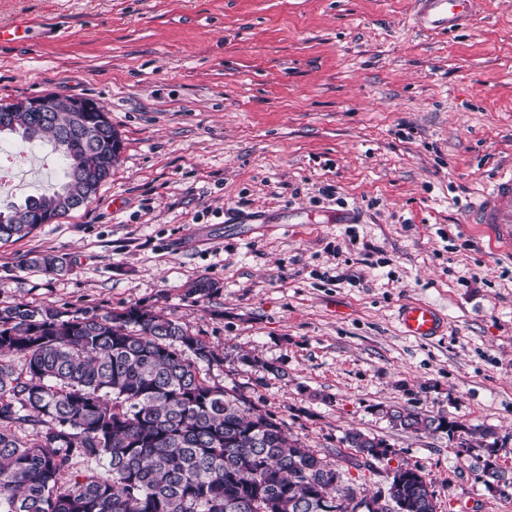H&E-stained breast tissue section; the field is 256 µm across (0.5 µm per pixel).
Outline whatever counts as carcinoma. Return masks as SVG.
<instances>
[{
	"label": "carcinoma",
	"instance_id": "cac0c4a2",
	"mask_svg": "<svg viewBox=\"0 0 512 512\" xmlns=\"http://www.w3.org/2000/svg\"><path fill=\"white\" fill-rule=\"evenodd\" d=\"M57 104L56 112H10L0 127V139L22 146L51 143L64 163L52 193L0 208V244L29 236L39 215L56 220L89 203L119 161L110 121L69 111L65 98ZM30 266L64 270L52 253ZM222 362L152 309L0 306V512H356L346 471L202 375L200 365ZM385 415L394 428L443 430L472 451L491 448L487 427L396 404ZM342 441L357 469L388 459L391 448L357 430ZM371 500V512H437L431 481L408 465L389 471L386 492Z\"/></svg>",
	"mask_w": 512,
	"mask_h": 512
}]
</instances>
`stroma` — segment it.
<instances>
[{"label":"stroma","mask_w":512,"mask_h":512,"mask_svg":"<svg viewBox=\"0 0 512 512\" xmlns=\"http://www.w3.org/2000/svg\"><path fill=\"white\" fill-rule=\"evenodd\" d=\"M413 0H0V104L89 99L122 139L86 206L0 246V304L163 311L224 356L206 375L331 462L346 431L394 453L350 470L372 495L405 464L437 512H512L445 434L392 428L396 403L493 429L512 474V253L466 221L512 166V0L452 35ZM0 206L52 190L49 143L0 142ZM63 257L45 274L36 255ZM215 282L206 296L192 282ZM434 306L431 340L402 304ZM256 352L278 374L242 361ZM398 320L405 334L418 339H432L443 328L440 313L426 304H403L399 309Z\"/></svg>","instance_id":"stroma-1"}]
</instances>
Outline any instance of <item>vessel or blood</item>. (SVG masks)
I'll return each mask as SVG.
<instances>
[{
  "label": "vessel or blood",
  "mask_w": 512,
  "mask_h": 512,
  "mask_svg": "<svg viewBox=\"0 0 512 512\" xmlns=\"http://www.w3.org/2000/svg\"><path fill=\"white\" fill-rule=\"evenodd\" d=\"M415 24L420 30L452 34L476 16L481 0H414ZM467 220L472 224L492 225L496 237L512 246V169L498 172L471 207ZM405 334L418 339L438 336L443 328L440 313L420 303L403 304L398 313Z\"/></svg>",
  "instance_id": "vessel-or-blood-1"
}]
</instances>
